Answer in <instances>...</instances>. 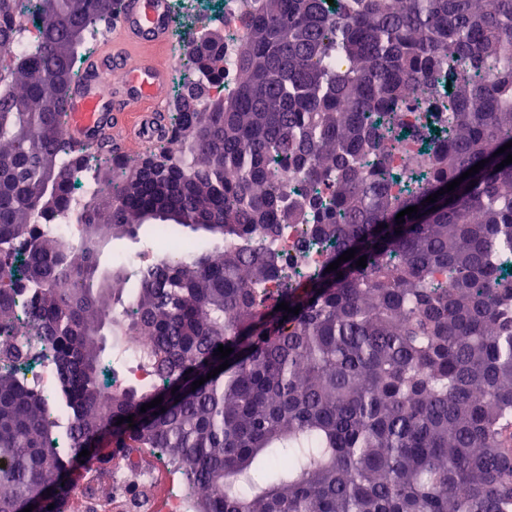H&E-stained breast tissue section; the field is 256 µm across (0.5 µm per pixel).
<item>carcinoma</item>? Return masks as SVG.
<instances>
[{"label": "carcinoma", "mask_w": 512, "mask_h": 512, "mask_svg": "<svg viewBox=\"0 0 512 512\" xmlns=\"http://www.w3.org/2000/svg\"><path fill=\"white\" fill-rule=\"evenodd\" d=\"M115 2L0 0V512H58L100 440L159 449L200 512H512V163L496 169L512 154H496L512 141V0H245L234 84L224 41L190 54L158 144L169 168L141 176L73 149L62 120L85 45L72 29ZM407 86L448 119L402 195L374 115L401 111ZM284 164L298 173L286 186ZM105 183L110 199L94 191ZM44 217L49 236L34 230ZM68 224L82 225L75 242ZM288 224L333 243L303 291L265 245ZM142 235L158 244L150 261L117 252L98 276L112 240ZM120 326L153 337L158 380L104 395ZM46 344L49 392L19 376ZM129 415L134 428L118 423Z\"/></svg>", "instance_id": "obj_1"}]
</instances>
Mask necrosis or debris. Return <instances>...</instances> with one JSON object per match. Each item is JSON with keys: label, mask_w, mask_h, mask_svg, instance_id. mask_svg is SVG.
<instances>
[{"label": "necrosis or debris", "mask_w": 512, "mask_h": 512, "mask_svg": "<svg viewBox=\"0 0 512 512\" xmlns=\"http://www.w3.org/2000/svg\"><path fill=\"white\" fill-rule=\"evenodd\" d=\"M307 235L306 225L291 224L273 242L299 281L325 260L324 251L309 244ZM150 344L148 337L126 334L121 342L126 359L112 370L114 385L154 382V373L142 362ZM60 512H198V502L179 466L157 449L106 448L92 464L75 472L73 490Z\"/></svg>", "instance_id": "4bbe7bcc"}]
</instances>
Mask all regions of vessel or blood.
<instances>
[{"label": "vessel or blood", "mask_w": 512, "mask_h": 512, "mask_svg": "<svg viewBox=\"0 0 512 512\" xmlns=\"http://www.w3.org/2000/svg\"><path fill=\"white\" fill-rule=\"evenodd\" d=\"M171 28L170 0H117L111 32L86 60L68 100L64 125L68 140L79 147H152L165 125L170 69L155 62H135L125 48L170 52ZM111 71L121 78L104 86L102 76Z\"/></svg>", "instance_id": "b4317fda"}]
</instances>
